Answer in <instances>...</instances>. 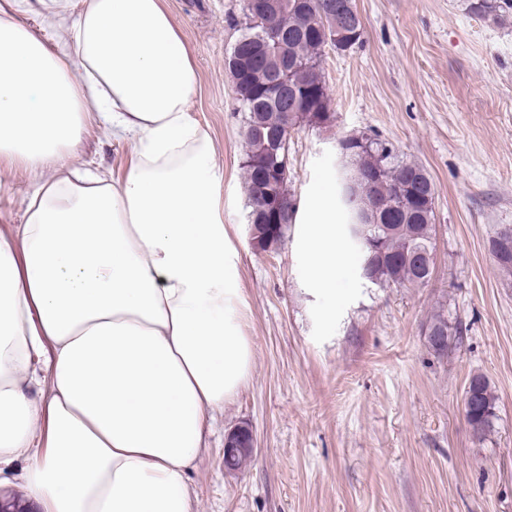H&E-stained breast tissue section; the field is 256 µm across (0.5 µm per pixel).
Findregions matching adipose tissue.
Wrapping results in <instances>:
<instances>
[{"label": "adipose tissue", "instance_id": "adipose-tissue-1", "mask_svg": "<svg viewBox=\"0 0 512 512\" xmlns=\"http://www.w3.org/2000/svg\"><path fill=\"white\" fill-rule=\"evenodd\" d=\"M65 35L54 53L0 9V158L30 185L0 234V484L33 512H194L188 475L254 363L224 169L160 0H87ZM93 122L131 145L121 178L74 166ZM293 221L335 294V184Z\"/></svg>", "mask_w": 512, "mask_h": 512}]
</instances>
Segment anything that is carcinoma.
Returning <instances> with one entry per match:
<instances>
[{"label":"carcinoma","instance_id":"obj_1","mask_svg":"<svg viewBox=\"0 0 512 512\" xmlns=\"http://www.w3.org/2000/svg\"><path fill=\"white\" fill-rule=\"evenodd\" d=\"M470 11L484 19L503 23L512 18V0H473ZM229 25L240 31L239 40L225 58L235 80L246 150L242 169L246 194V223L259 224L254 248L276 252L288 239L293 223L295 193L291 189L288 153L281 148L272 156L265 144L271 138L291 135L308 126L326 128L334 121L330 112L323 68L326 48L340 49L338 27L364 30L355 0H270L263 7L242 15H228ZM278 34V44L265 41V33ZM288 72V92L276 98L270 94V73ZM344 169L360 180L359 193L349 198L342 184L336 186V205L345 224L357 215L373 212V223L365 240L351 238L359 260L375 255L373 284L379 287L418 286L431 274H421L409 255L417 247L435 251L434 203L436 186L423 166L404 160L392 143L367 133L338 139ZM276 184L281 199L280 220L265 222L256 193ZM430 327L450 339L459 329L448 324L445 310L436 312ZM486 410L468 406L464 414L477 441L482 442L495 428L496 398L490 384L484 387Z\"/></svg>","mask_w":512,"mask_h":512}]
</instances>
